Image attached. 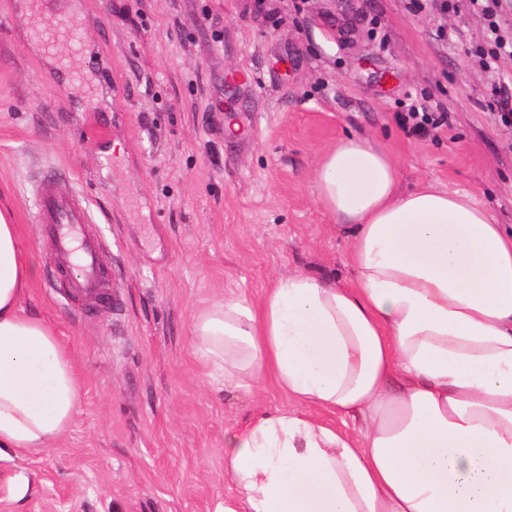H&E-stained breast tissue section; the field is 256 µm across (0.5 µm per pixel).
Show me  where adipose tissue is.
Returning <instances> with one entry per match:
<instances>
[{
	"mask_svg": "<svg viewBox=\"0 0 512 512\" xmlns=\"http://www.w3.org/2000/svg\"><path fill=\"white\" fill-rule=\"evenodd\" d=\"M315 195L352 280L296 274L192 317L206 376L292 402L225 432L221 512H512V234L472 193L400 191L364 137L321 156ZM37 275L0 210V456L77 412L72 360L21 307Z\"/></svg>",
	"mask_w": 512,
	"mask_h": 512,
	"instance_id": "1",
	"label": "adipose tissue"
}]
</instances>
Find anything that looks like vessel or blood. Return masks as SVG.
Segmentation results:
<instances>
[{"instance_id": "obj_1", "label": "vessel or blood", "mask_w": 512, "mask_h": 512, "mask_svg": "<svg viewBox=\"0 0 512 512\" xmlns=\"http://www.w3.org/2000/svg\"><path fill=\"white\" fill-rule=\"evenodd\" d=\"M74 22L50 23L36 32L35 38L45 51L72 39ZM35 221L53 248L52 265L57 281L74 298L86 305L111 300L112 284L100 265L103 240L93 227L92 210L76 190H62L54 179H44L35 196Z\"/></svg>"}]
</instances>
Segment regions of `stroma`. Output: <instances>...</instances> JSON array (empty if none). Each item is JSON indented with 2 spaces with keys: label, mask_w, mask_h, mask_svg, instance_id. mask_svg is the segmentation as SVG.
Masks as SVG:
<instances>
[{
  "label": "stroma",
  "mask_w": 512,
  "mask_h": 512,
  "mask_svg": "<svg viewBox=\"0 0 512 512\" xmlns=\"http://www.w3.org/2000/svg\"><path fill=\"white\" fill-rule=\"evenodd\" d=\"M444 0H52L78 9L86 52L69 79L33 42L46 13L0 0V208L39 276L24 312L52 324L81 379L46 450L0 461V512H219L224 433L288 399L202 375L191 315L224 293L353 272L317 203L320 156L370 138L400 188L474 192L512 228V58L485 71L488 20ZM448 115L406 130L414 101ZM239 133H224L225 122ZM90 202L112 302L47 288L31 189L48 170Z\"/></svg>",
  "instance_id": "obj_1"
}]
</instances>
